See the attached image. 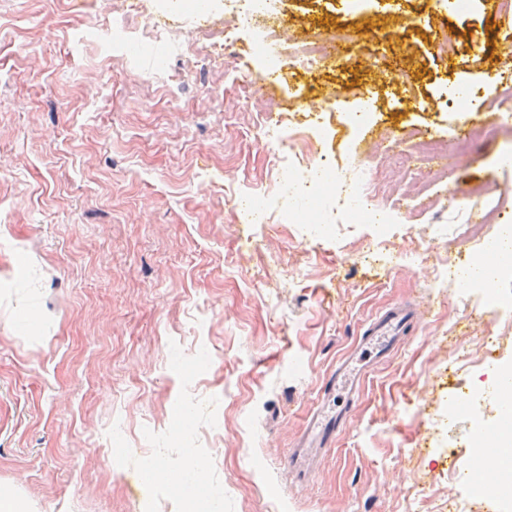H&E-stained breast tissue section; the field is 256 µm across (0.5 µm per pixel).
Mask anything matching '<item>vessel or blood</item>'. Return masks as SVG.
I'll return each instance as SVG.
<instances>
[{
    "mask_svg": "<svg viewBox=\"0 0 512 512\" xmlns=\"http://www.w3.org/2000/svg\"><path fill=\"white\" fill-rule=\"evenodd\" d=\"M418 313L399 306L386 310L364 331V347L359 356L337 368L325 385L326 399L308 423L304 435L288 458V467L299 475L309 471L314 449L326 445L346 421V403L354 394L369 364L394 348L400 337L411 331Z\"/></svg>",
    "mask_w": 512,
    "mask_h": 512,
    "instance_id": "vessel-or-blood-1",
    "label": "vessel or blood"
}]
</instances>
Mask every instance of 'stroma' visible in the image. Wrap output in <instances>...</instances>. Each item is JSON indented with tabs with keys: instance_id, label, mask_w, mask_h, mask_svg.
I'll list each match as a JSON object with an SVG mask.
<instances>
[{
	"instance_id": "stroma-1",
	"label": "stroma",
	"mask_w": 512,
	"mask_h": 512,
	"mask_svg": "<svg viewBox=\"0 0 512 512\" xmlns=\"http://www.w3.org/2000/svg\"><path fill=\"white\" fill-rule=\"evenodd\" d=\"M471 3L455 15L446 0H285L259 28L344 53L276 78L250 57L249 32L221 46L163 0H0V487L39 512H140L149 494L158 512H210L181 492L192 448L223 491L219 512H440L458 497L469 424L439 432L438 403L469 397L475 361L512 355V323L463 293L476 239L431 233L460 189L512 188L499 163L512 102L473 116L502 131L449 158L453 178L395 173L380 247L364 213L327 240L239 213L289 184L262 118L297 127L281 155L339 169L359 158L379 175L390 143L412 151L473 118L446 93L464 83L494 98L512 19L499 0ZM116 11L135 30L170 26L186 50L153 38L126 53ZM440 35L454 54L437 52ZM361 97L374 124L359 136L347 114ZM410 249L422 266L397 260ZM447 265L457 277L436 287ZM402 303L422 310L417 327L369 368L298 480L285 460L325 381ZM198 347L222 365L197 370ZM160 448L167 470L146 481L134 462Z\"/></svg>"
}]
</instances>
